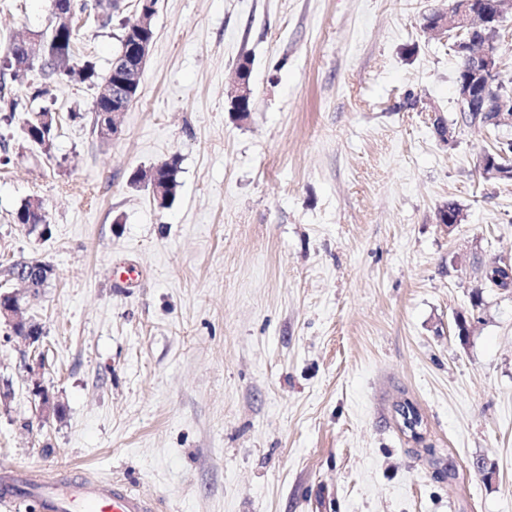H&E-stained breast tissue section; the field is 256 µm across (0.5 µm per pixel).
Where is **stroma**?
<instances>
[{"label":"stroma","mask_w":512,"mask_h":512,"mask_svg":"<svg viewBox=\"0 0 512 512\" xmlns=\"http://www.w3.org/2000/svg\"><path fill=\"white\" fill-rule=\"evenodd\" d=\"M447 5L158 0L106 142L92 105L137 16L121 0L74 42L97 78L44 85L48 156L19 144L38 73L0 60L19 101L0 115V289L42 328L31 344L0 324V471L112 478L160 512H512V290L483 279L512 265V180L478 169L512 126L462 124L454 40L423 31ZM52 26L49 0H0V44ZM174 155L162 208L129 178ZM31 198L47 235L14 221ZM31 258L53 268L36 294L3 274Z\"/></svg>","instance_id":"obj_1"}]
</instances>
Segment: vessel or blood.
<instances>
[{
	"instance_id": "b4317fda",
	"label": "vessel or blood",
	"mask_w": 512,
	"mask_h": 512,
	"mask_svg": "<svg viewBox=\"0 0 512 512\" xmlns=\"http://www.w3.org/2000/svg\"><path fill=\"white\" fill-rule=\"evenodd\" d=\"M26 492L39 512H158L154 501L113 480L62 481L38 472L0 477V500L15 501Z\"/></svg>"
}]
</instances>
